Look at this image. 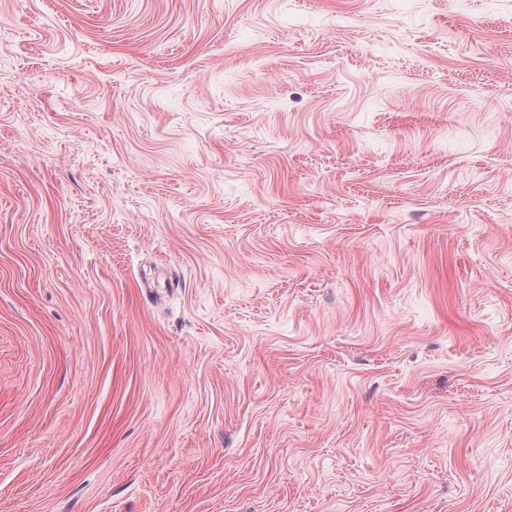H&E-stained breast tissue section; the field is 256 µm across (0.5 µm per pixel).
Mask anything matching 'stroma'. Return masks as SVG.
<instances>
[{
    "mask_svg": "<svg viewBox=\"0 0 512 512\" xmlns=\"http://www.w3.org/2000/svg\"><path fill=\"white\" fill-rule=\"evenodd\" d=\"M0 512H512V0H0Z\"/></svg>",
    "mask_w": 512,
    "mask_h": 512,
    "instance_id": "35a3bbf8",
    "label": "stroma"
}]
</instances>
